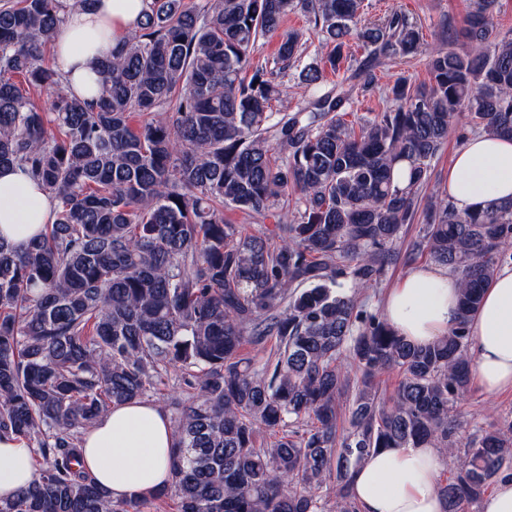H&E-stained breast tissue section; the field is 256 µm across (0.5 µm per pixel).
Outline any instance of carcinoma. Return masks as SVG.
Wrapping results in <instances>:
<instances>
[{
	"instance_id": "cac0c4a2",
	"label": "carcinoma",
	"mask_w": 512,
	"mask_h": 512,
	"mask_svg": "<svg viewBox=\"0 0 512 512\" xmlns=\"http://www.w3.org/2000/svg\"><path fill=\"white\" fill-rule=\"evenodd\" d=\"M145 2L89 101L45 47L92 0H0V166L27 170L56 205L26 251L0 241V439L24 440L40 464L0 512H144L167 496L176 512H358L356 467L409 446L460 454L439 491L444 512H465L512 471V416L466 436L458 422L469 319L512 264V202L460 213L445 196L403 252L458 277L448 334L415 345L359 295L400 261L452 131L512 135V31L495 24L496 0H472L463 35L434 44L401 11L368 21L363 0ZM296 12L328 52L300 72L305 105L280 112ZM273 36L274 66L254 63ZM352 42L367 51L359 83L325 84ZM390 56L423 58L429 85L402 77L388 108L347 120ZM35 89L53 93L48 110ZM235 210L276 224L245 234L224 218ZM270 338L267 358L244 353ZM163 390L172 482L114 502L83 468L81 437Z\"/></svg>"
}]
</instances>
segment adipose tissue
<instances>
[{
  "label": "adipose tissue",
  "mask_w": 512,
  "mask_h": 512,
  "mask_svg": "<svg viewBox=\"0 0 512 512\" xmlns=\"http://www.w3.org/2000/svg\"><path fill=\"white\" fill-rule=\"evenodd\" d=\"M144 0H95L70 13L54 36V68L75 94L99 96L96 65L138 26ZM448 200L461 213L512 199V138L468 139L448 170ZM54 202L18 166L0 168V238L24 250L54 218ZM459 281L434 265L413 268L385 302V317L410 342L426 345L447 334L458 312ZM472 379L484 392L512 388V266L484 288L470 323ZM174 442L169 413L151 400L112 407L83 435L86 469L110 499L155 493L171 483ZM435 448H382L355 469L350 490L359 512H443ZM36 477L25 441L0 440V500L13 498Z\"/></svg>",
  "instance_id": "obj_1"
}]
</instances>
